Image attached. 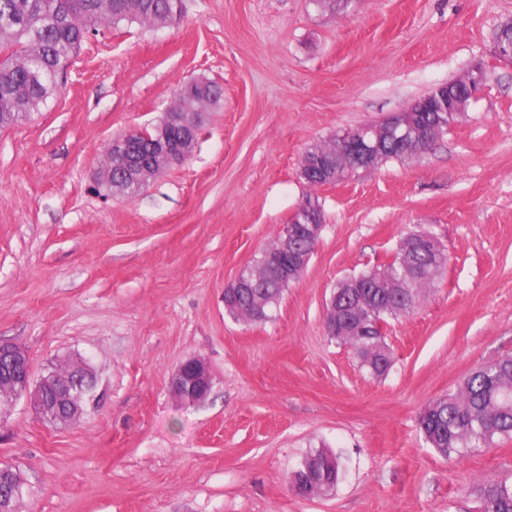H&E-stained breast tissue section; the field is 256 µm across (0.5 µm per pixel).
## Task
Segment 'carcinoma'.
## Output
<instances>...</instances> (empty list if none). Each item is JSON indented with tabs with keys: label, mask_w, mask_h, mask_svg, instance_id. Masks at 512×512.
<instances>
[{
	"label": "carcinoma",
	"mask_w": 512,
	"mask_h": 512,
	"mask_svg": "<svg viewBox=\"0 0 512 512\" xmlns=\"http://www.w3.org/2000/svg\"><path fill=\"white\" fill-rule=\"evenodd\" d=\"M177 20L172 0H0V129L14 126L40 111L53 94L60 67L68 64L91 35L109 27L139 24L154 27ZM221 87L211 81L187 82L170 110L196 120L203 127L202 103H221ZM336 140L314 142L303 161L328 159L336 164ZM146 183L132 177L117 182L114 197H134ZM448 254L435 240L412 233L399 243L390 262L360 273L361 289L343 291L336 300V323L360 308L355 323L336 342L354 350L362 369L384 377L393 362L384 342L382 323L406 317L421 297L440 280ZM259 280L257 288H229L236 314L251 320L260 306H271L288 290L282 279L264 272L262 262L244 271ZM419 428L428 444L451 458L488 448L512 438V356L474 368L456 391L435 400L422 413ZM344 474L340 457L328 449L305 454L293 468L289 482L300 489L315 480L333 491ZM479 512H512V481L492 479L480 493Z\"/></svg>",
	"instance_id": "obj_1"
}]
</instances>
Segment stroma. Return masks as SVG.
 I'll return each mask as SVG.
<instances>
[{
	"instance_id": "obj_1",
	"label": "stroma",
	"mask_w": 512,
	"mask_h": 512,
	"mask_svg": "<svg viewBox=\"0 0 512 512\" xmlns=\"http://www.w3.org/2000/svg\"><path fill=\"white\" fill-rule=\"evenodd\" d=\"M512 0H183L179 22L86 41L31 119L0 130V340L33 376L65 359L99 370L107 398L61 428L18 400L0 465L20 512H477L488 479L512 480V438L444 459L421 411L476 366L512 355V63L489 54ZM488 75L464 116L419 159L317 188L313 142L381 122L476 62ZM223 89L182 165L132 198L102 197L113 138L151 127L188 81ZM325 227L270 318L224 308L300 202ZM430 233L448 267L414 313L388 319L380 379L331 340L332 289ZM204 358L209 399L169 391ZM345 474L322 498L289 472L310 450ZM12 471L11 468H0V496L8 499L13 505L11 511L18 512V503L23 497L24 486L17 472ZM2 489V490H1Z\"/></svg>"
}]
</instances>
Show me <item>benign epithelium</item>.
Returning a JSON list of instances; mask_svg holds the SVG:
<instances>
[{
  "instance_id": "benign-epithelium-1",
  "label": "benign epithelium",
  "mask_w": 512,
  "mask_h": 512,
  "mask_svg": "<svg viewBox=\"0 0 512 512\" xmlns=\"http://www.w3.org/2000/svg\"><path fill=\"white\" fill-rule=\"evenodd\" d=\"M475 77L462 83L450 82L432 88L416 100L407 110L390 115L386 119L392 141L404 150L407 158H419L417 138L422 128L441 121L443 113L429 107L434 101L452 100L456 111L465 112L485 80V68L481 65L472 69ZM156 135L148 146L128 136L112 140V166H102L97 181L112 183V170L142 171L144 177L153 179L172 165H180L188 159L187 144L195 134L187 124L179 126V134L165 131V124L154 125ZM336 139L344 144L356 142L355 169L371 170L381 164L384 142L377 131L365 126L352 133L348 130L336 131ZM324 220L311 214L300 218L293 217L290 223L282 226V247L293 254V267L283 276L288 282L299 280L308 266L312 254L298 247L301 237L318 238ZM9 359L11 369L0 375V388L14 386L23 392L35 414L44 422L62 427L72 424L94 407L96 402L105 399L106 387L100 383L94 366L87 360H79L80 372L64 379L58 367H52L37 381L32 379L31 366L26 350L14 343L0 341V357ZM213 386V375L209 364L200 357L182 361L170 379V393L182 404L200 405L209 397ZM24 494L20 476L5 467L0 468V496L12 503L11 512H18V503Z\"/></svg>"
}]
</instances>
